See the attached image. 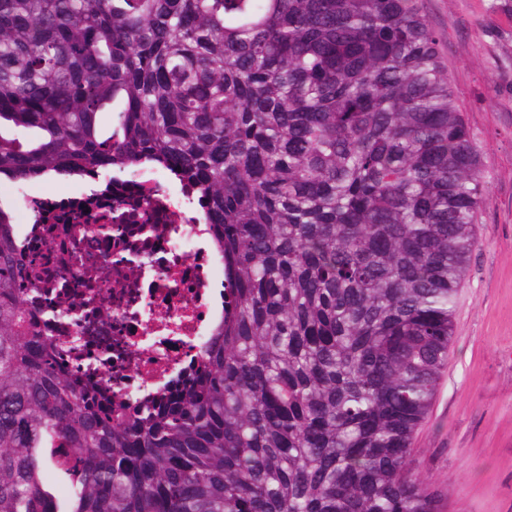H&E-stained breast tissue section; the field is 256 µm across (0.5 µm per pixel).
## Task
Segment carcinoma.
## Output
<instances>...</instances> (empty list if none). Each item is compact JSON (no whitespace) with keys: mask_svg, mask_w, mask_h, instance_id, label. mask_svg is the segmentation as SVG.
Here are the masks:
<instances>
[{"mask_svg":"<svg viewBox=\"0 0 512 512\" xmlns=\"http://www.w3.org/2000/svg\"><path fill=\"white\" fill-rule=\"evenodd\" d=\"M114 148L208 197L224 324L114 428L29 347L0 204V512L50 469L51 512H442L411 446L489 172L416 0H0V179Z\"/></svg>","mask_w":512,"mask_h":512,"instance_id":"carcinoma-1","label":"carcinoma"}]
</instances>
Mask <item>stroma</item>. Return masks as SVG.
Masks as SVG:
<instances>
[{
  "mask_svg": "<svg viewBox=\"0 0 512 512\" xmlns=\"http://www.w3.org/2000/svg\"><path fill=\"white\" fill-rule=\"evenodd\" d=\"M490 173L433 410L412 455L448 512H512V0H417Z\"/></svg>",
  "mask_w": 512,
  "mask_h": 512,
  "instance_id": "obj_1",
  "label": "stroma"
}]
</instances>
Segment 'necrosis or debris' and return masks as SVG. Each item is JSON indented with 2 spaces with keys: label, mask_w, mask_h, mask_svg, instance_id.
Instances as JSON below:
<instances>
[{
  "label": "necrosis or debris",
  "mask_w": 512,
  "mask_h": 512,
  "mask_svg": "<svg viewBox=\"0 0 512 512\" xmlns=\"http://www.w3.org/2000/svg\"><path fill=\"white\" fill-rule=\"evenodd\" d=\"M111 173H77L70 194L10 182L11 229L43 351L94 384L113 425L165 400L224 320V253L196 187L113 153Z\"/></svg>",
  "instance_id": "obj_1"
}]
</instances>
